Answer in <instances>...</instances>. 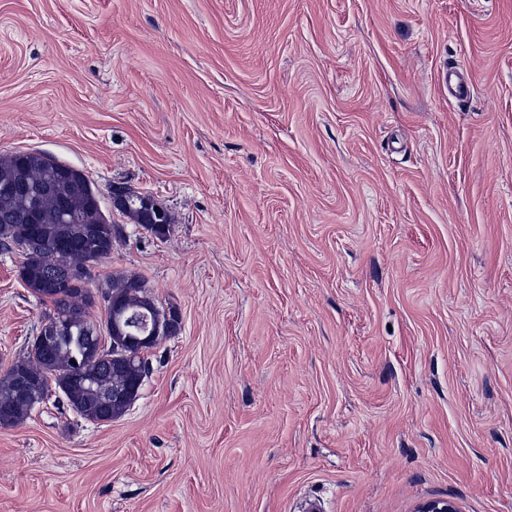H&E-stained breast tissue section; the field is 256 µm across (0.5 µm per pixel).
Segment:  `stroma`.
<instances>
[{
    "label": "stroma",
    "mask_w": 512,
    "mask_h": 512,
    "mask_svg": "<svg viewBox=\"0 0 512 512\" xmlns=\"http://www.w3.org/2000/svg\"><path fill=\"white\" fill-rule=\"evenodd\" d=\"M31 150L123 229L94 281L182 328L123 417L0 428V512H512V0H0V154ZM21 260L0 373L43 312ZM445 83L448 85V95L458 104H463L470 98L471 79L464 76L455 66L448 67ZM117 210L129 218L134 224L143 226L155 224V234L161 235L160 231L164 229L162 224H156L155 221L157 218L155 213L149 212V210L143 206L142 200L138 197L129 198L128 204Z\"/></svg>",
    "instance_id": "stroma-1"
}]
</instances>
